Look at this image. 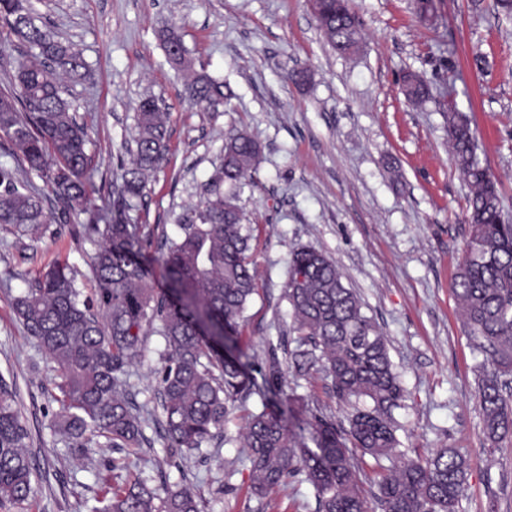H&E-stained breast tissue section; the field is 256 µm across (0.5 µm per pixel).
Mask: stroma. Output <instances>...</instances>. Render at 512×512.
<instances>
[{"instance_id": "stroma-1", "label": "stroma", "mask_w": 512, "mask_h": 512, "mask_svg": "<svg viewBox=\"0 0 512 512\" xmlns=\"http://www.w3.org/2000/svg\"><path fill=\"white\" fill-rule=\"evenodd\" d=\"M89 70L68 99L84 121L94 167L90 197L107 196L121 171L116 155L137 132L135 106L163 101L168 151L150 177L143 223L176 236L177 216L197 204L224 153L229 132L257 141L254 185L241 203L252 228L259 291L245 312L240 347L254 376L267 347L292 327L283 297L292 252L312 246L330 255L389 344L407 392L397 417L404 447L445 446L469 462L459 512H512V435L489 447L476 383L480 356L464 332L452 293L468 231L469 187L456 170L445 114L469 115L477 155L499 181L512 217V24L494 0H435L420 22L412 0H355L362 40L344 55L328 43L308 0H31ZM176 29L191 69L172 65L161 33ZM224 81L232 96L218 112H200L184 93L189 70ZM309 76L292 81L294 72ZM431 96L409 103L406 73ZM89 237L61 227L41 240L0 230V374L16 377L32 432L29 451L42 477L28 512H90L102 485H121L114 452L76 457L51 427L58 378L10 307L39 271L67 262L91 290ZM165 346L150 336L130 367L138 403L155 406L156 370ZM136 468L149 478L201 495L204 512H315L313 488L291 479L259 499L249 493L248 451L208 444L169 458L157 426Z\"/></svg>"}]
</instances>
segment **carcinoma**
<instances>
[{
	"instance_id": "cac0c4a2",
	"label": "carcinoma",
	"mask_w": 512,
	"mask_h": 512,
	"mask_svg": "<svg viewBox=\"0 0 512 512\" xmlns=\"http://www.w3.org/2000/svg\"><path fill=\"white\" fill-rule=\"evenodd\" d=\"M311 6L337 51L358 49L352 0H311ZM0 21L15 37L0 42L12 85L0 93V135L12 144L14 158V165H0V229L35 241L52 222L75 223L98 241L89 263L92 295L57 260L12 300L16 319L55 365L60 382L53 426L67 446L81 454L114 448L124 456L112 459V469L127 470L130 457L150 447L144 425L151 416L171 458L216 440L231 444L236 438L225 433L226 422L258 393L262 410L248 417L243 432L253 495L264 497L301 476L315 490L316 512H368L359 474L369 466L382 512H458L468 488L467 458L454 448L423 455L400 447L395 410L405 393L387 339L325 253L305 246L288 261L283 295L295 346L288 348L286 336L269 344L264 388L242 361L243 315L258 292L240 205L242 189L254 184L255 140L243 130L228 136L203 199L178 216L176 237L158 240L137 214L148 175L167 151L157 100L147 96L137 104L134 147H125L119 160L122 184L106 209L95 207L86 183L94 171L86 127L64 87L85 78L83 57L27 0H0ZM185 93L202 112L217 111L228 98L224 82L205 72L192 77ZM403 94L420 103L429 88L409 75ZM448 139L471 188L453 292L470 344L483 357L478 400L483 432L495 444L512 434V223L505 220L495 176L476 156L468 115L448 113ZM23 172L46 183L55 208L46 207ZM155 263L166 274L163 288L155 285ZM152 334L165 341L156 416L136 402L128 380ZM285 368L296 378L322 374L345 408L344 419L305 404L288 386ZM30 438L19 388L0 376V512H23L33 497L40 469L28 450ZM96 502L92 512H202L191 490L151 486L140 472L120 487H102Z\"/></svg>"
}]
</instances>
